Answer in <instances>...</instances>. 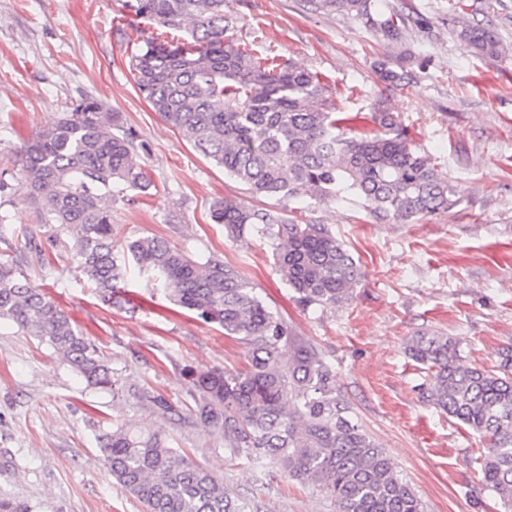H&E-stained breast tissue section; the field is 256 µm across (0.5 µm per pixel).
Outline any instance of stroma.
Here are the masks:
<instances>
[{
  "instance_id": "1",
  "label": "stroma",
  "mask_w": 512,
  "mask_h": 512,
  "mask_svg": "<svg viewBox=\"0 0 512 512\" xmlns=\"http://www.w3.org/2000/svg\"><path fill=\"white\" fill-rule=\"evenodd\" d=\"M412 2L423 22L395 47L362 20L316 10L309 0H226L224 15L250 50L327 76L340 111L399 114L413 143L454 184L451 210L380 224L354 197L336 204L252 194L141 95L132 53L144 38L171 43L182 34L124 14L120 0H0V152L11 153L86 95L121 113L152 185L113 202L117 242L156 235L194 260L214 256L234 266L291 340L325 357L352 420L384 449L427 512H506L481 483L487 440L422 399L427 375L404 342L442 332L489 370L512 345V56L474 57L448 32V0ZM391 53L410 57V84L391 88L379 79L374 63ZM16 173L0 163L7 224L0 253L33 237L23 272L139 392L116 399L88 386L46 342L1 320L0 497L29 512H144L116 483L100 448L102 431L119 424L161 432L223 480L243 512H335L322 488L274 465L255 473L231 457L222 434L197 418L194 375L245 369L246 345L171 304L144 278L126 282L123 306L104 302L56 244V225L41 220ZM224 199L327 225L365 273L352 300L325 309L296 303L266 243L233 240L211 221L212 205ZM163 401L170 411L160 409Z\"/></svg>"
}]
</instances>
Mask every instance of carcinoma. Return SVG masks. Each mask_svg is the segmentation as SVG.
I'll return each mask as SVG.
<instances>
[{"label": "carcinoma", "mask_w": 512, "mask_h": 512, "mask_svg": "<svg viewBox=\"0 0 512 512\" xmlns=\"http://www.w3.org/2000/svg\"><path fill=\"white\" fill-rule=\"evenodd\" d=\"M138 19L188 40L170 48L146 40L131 55L136 85L152 109L224 174L267 198L303 191L319 201L355 196L381 221L408 222L454 208L447 174L421 153L398 116L376 110V130L362 134L366 117L336 110L319 73L291 60L273 63L243 47L224 25V0H122ZM316 8L365 20L390 43L403 38L411 0L383 10L377 0H316ZM452 33L490 61L512 56L497 28L477 20L480 9L450 3ZM401 56L377 64L381 81L397 87L411 73ZM18 167V184L47 224L67 237L64 247L106 302H120L119 284L153 279L174 304L219 324L247 346L245 370L218 368L192 380L201 421L222 432L224 448L262 467L322 487L336 512H425L414 489L386 452L348 416L336 375L312 346L296 343L288 358V330L230 264L188 258L160 237H139L117 248L112 224L114 188L147 191L152 181L138 163L135 136L122 115L93 97L0 157ZM211 220L233 238L265 241L283 282L303 307L341 306L363 272L323 224H298L272 210L217 201ZM47 342L88 384L119 393L99 348L57 304L18 270L17 257L0 254V320ZM408 357L430 382L423 398L489 440L481 454L484 487L512 503V346L498 372L474 366L442 334L419 333ZM106 464L118 484L146 512H241L207 470L168 446L158 432L117 426L101 436Z\"/></svg>", "instance_id": "carcinoma-1"}]
</instances>
